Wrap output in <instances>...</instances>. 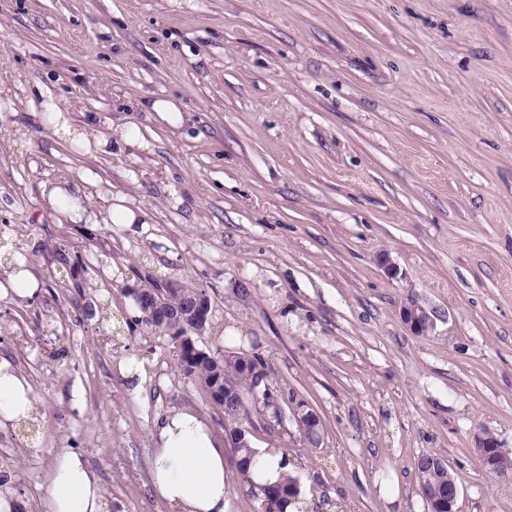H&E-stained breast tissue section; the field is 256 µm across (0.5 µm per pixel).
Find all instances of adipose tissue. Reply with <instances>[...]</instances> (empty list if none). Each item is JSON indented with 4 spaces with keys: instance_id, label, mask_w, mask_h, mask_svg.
I'll list each match as a JSON object with an SVG mask.
<instances>
[{
    "instance_id": "obj_1",
    "label": "adipose tissue",
    "mask_w": 512,
    "mask_h": 512,
    "mask_svg": "<svg viewBox=\"0 0 512 512\" xmlns=\"http://www.w3.org/2000/svg\"><path fill=\"white\" fill-rule=\"evenodd\" d=\"M37 417L28 379L0 355V431ZM151 439V488L171 512H231L226 443L202 415L189 408L173 410L154 423ZM44 507L45 512H109L100 479L84 455L57 457Z\"/></svg>"
}]
</instances>
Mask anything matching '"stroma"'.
I'll use <instances>...</instances> for the list:
<instances>
[{
  "label": "stroma",
  "instance_id": "stroma-1",
  "mask_svg": "<svg viewBox=\"0 0 512 512\" xmlns=\"http://www.w3.org/2000/svg\"><path fill=\"white\" fill-rule=\"evenodd\" d=\"M49 100L107 150L42 125ZM87 174L82 223L45 205ZM121 198L146 214L135 231L108 219ZM0 237L38 286L0 298V355L39 411L0 433L23 512H43L66 451L114 512H170L154 421L187 407L224 433L169 336L112 330L152 274L207 290L201 348L265 361L282 413L249 438L286 456L306 512H428L425 454L459 512H512V477L474 451L487 431L512 453V0H0ZM411 295L432 334L403 324ZM143 109L156 112L160 119L176 125L181 121V108L174 101L164 98H154L142 103ZM431 455L426 454L423 455L418 462V486L419 490L421 492L422 497L423 493L425 492V489L429 487L431 484H438L441 483L442 485L448 487L447 492H439V491H432L428 489V494L432 497V501H429L430 506H428L429 512H458V499L460 496V489L458 484H456L453 481H448V473L442 472L441 474L433 475L430 471H428L427 468L422 467V458ZM428 462L431 469L434 470H442L448 468V463L444 460H442L439 457H436L435 455L428 456ZM447 493V496L445 494ZM436 505H435V504Z\"/></svg>",
  "mask_w": 512,
  "mask_h": 512
}]
</instances>
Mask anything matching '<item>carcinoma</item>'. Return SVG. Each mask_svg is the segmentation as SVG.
<instances>
[{
    "label": "carcinoma",
    "mask_w": 512,
    "mask_h": 512,
    "mask_svg": "<svg viewBox=\"0 0 512 512\" xmlns=\"http://www.w3.org/2000/svg\"><path fill=\"white\" fill-rule=\"evenodd\" d=\"M150 290L155 293L156 297L163 300L164 306L167 308L182 302L186 295L182 288H165L156 281L152 282ZM220 361L224 363L226 397L224 416L234 426L241 427L249 424L252 417L251 410H263L272 403L273 397L268 387L256 386L253 378L245 376L237 365L225 360L223 356H215L204 349L196 354L190 350L177 353L178 368L183 379L201 384L208 394L211 393L212 373L217 369V363ZM233 454L242 481L251 487L254 486L251 468L257 455V449L253 447L235 448ZM417 477L419 490L422 493L432 484L448 485V473L446 472L434 475L427 468L420 466ZM293 480L294 477L288 474L275 482L262 485L259 496L261 512H287V508L295 503V500L288 497V483Z\"/></svg>",
    "instance_id": "cac0c4a2"
}]
</instances>
